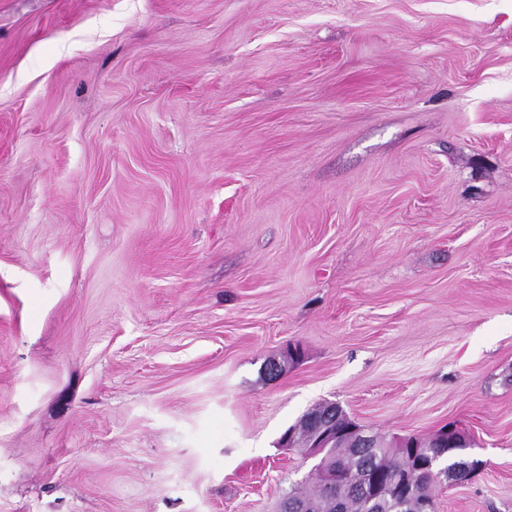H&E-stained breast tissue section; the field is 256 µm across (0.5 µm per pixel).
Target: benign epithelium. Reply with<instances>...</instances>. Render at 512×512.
Masks as SVG:
<instances>
[{
  "label": "benign epithelium",
  "instance_id": "benign-epithelium-1",
  "mask_svg": "<svg viewBox=\"0 0 512 512\" xmlns=\"http://www.w3.org/2000/svg\"><path fill=\"white\" fill-rule=\"evenodd\" d=\"M348 420L344 410L336 403L325 401L310 410L304 417L308 429V443L304 459L313 460L312 475L319 478L325 494L328 512H343V501L336 497V486L342 473L336 468L332 449L341 436L351 435L352 451L357 453L365 448L375 447V435L366 427H351L342 430L338 423ZM412 456L421 465L430 484H442L446 480L443 470L433 467L431 449L415 437L407 441ZM350 484L361 497L364 512H391L395 504L406 512H434V495L419 491L403 479L391 480V491L382 496L380 477L367 470L350 478Z\"/></svg>",
  "mask_w": 512,
  "mask_h": 512
}]
</instances>
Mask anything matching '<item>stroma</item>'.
<instances>
[{"instance_id": "stroma-1", "label": "stroma", "mask_w": 512, "mask_h": 512, "mask_svg": "<svg viewBox=\"0 0 512 512\" xmlns=\"http://www.w3.org/2000/svg\"><path fill=\"white\" fill-rule=\"evenodd\" d=\"M324 401L512 512V0H0V512H274ZM440 433L443 438L447 439L448 436H452L460 445H463V448H458V445L448 439V446L446 448H433V452L441 455V461L446 463L444 467L448 469V474L456 471L459 467L468 465L471 467L469 472L470 475L475 469V464L474 462L469 463L465 461L459 453V451L465 450L468 447L465 436L452 426H448L447 429ZM422 439L414 437L407 441L408 448H410L412 456L421 465L425 475L430 484H443L446 480L445 470L436 469L433 467L435 459L429 446L421 442Z\"/></svg>"}]
</instances>
